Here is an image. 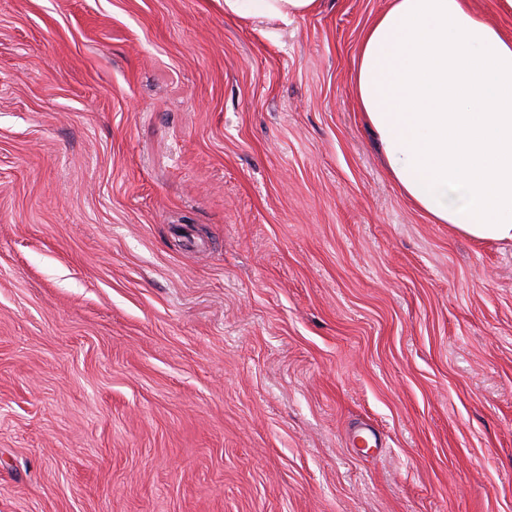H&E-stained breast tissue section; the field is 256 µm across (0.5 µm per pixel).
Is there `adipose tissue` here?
<instances>
[{"label":"adipose tissue","mask_w":512,"mask_h":512,"mask_svg":"<svg viewBox=\"0 0 512 512\" xmlns=\"http://www.w3.org/2000/svg\"><path fill=\"white\" fill-rule=\"evenodd\" d=\"M318 5L224 0V14L285 22ZM355 83L405 197L471 239L512 242V37L469 0H391L363 35Z\"/></svg>","instance_id":"1"}]
</instances>
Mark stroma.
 <instances>
[{
	"mask_svg": "<svg viewBox=\"0 0 512 512\" xmlns=\"http://www.w3.org/2000/svg\"><path fill=\"white\" fill-rule=\"evenodd\" d=\"M389 0H0V512H512V245L355 95ZM319 0H224V15L288 20L313 13Z\"/></svg>",
	"mask_w": 512,
	"mask_h": 512,
	"instance_id": "stroma-1",
	"label": "stroma"
}]
</instances>
